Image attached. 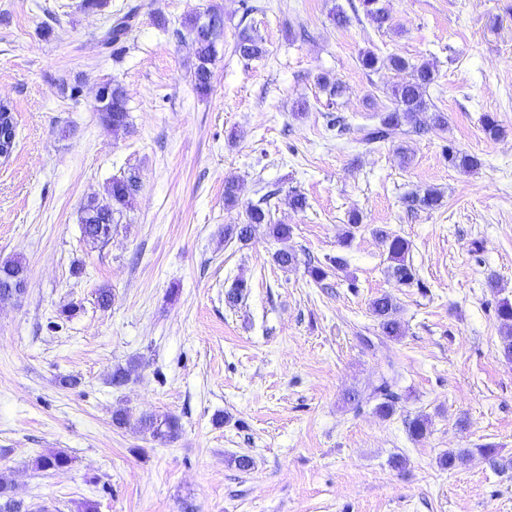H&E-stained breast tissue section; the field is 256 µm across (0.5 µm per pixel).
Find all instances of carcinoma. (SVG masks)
Returning a JSON list of instances; mask_svg holds the SVG:
<instances>
[{
	"label": "carcinoma",
	"mask_w": 512,
	"mask_h": 512,
	"mask_svg": "<svg viewBox=\"0 0 512 512\" xmlns=\"http://www.w3.org/2000/svg\"><path fill=\"white\" fill-rule=\"evenodd\" d=\"M364 12L378 25L387 21L384 8L378 6L379 0H361ZM137 14V7L131 6L123 13L110 21L109 26L100 36V44L106 50L117 53L123 49L127 35L133 27ZM213 25L206 26L201 23V16L188 15L184 26L196 46V62L193 70V82L196 91L206 95L211 90V71L208 64L215 57L219 43L224 35V15L212 9L207 13ZM236 52L246 59H256L264 55L263 41L248 29H243L235 46ZM386 63L398 72L409 74L408 80L396 86L392 90L395 99V107L380 115L378 123L362 128L360 142L365 146H371L405 133L403 126L408 125L413 131L419 132L428 128L443 130L448 124V119L442 112L427 116L428 104L425 99L426 89L434 82L435 69L433 64L422 62L412 64L398 55L386 57ZM99 119L107 128H120L127 124L128 108L127 98L121 85L112 84L107 102L97 106ZM448 163L456 168L466 171H474L481 166V161L474 155H469L448 148ZM140 189L138 176L130 174L112 180L108 189V197L102 200L89 199L82 208L81 234L83 240L93 246L104 245L111 238L112 224L115 215L123 213L129 208L136 192ZM440 194L435 190H428L422 196H410L407 198L409 210L417 208L434 209L440 206ZM271 206L268 196L264 195L257 202L251 203L245 210V222L242 224H227L224 227V237L237 238L239 241H249L256 229L266 226L269 236L282 239L288 236L289 228L286 224H274L270 217ZM375 234L381 238L388 250V258L391 264L388 266L390 275L402 285H411L415 282V270L407 260L409 253L408 242L400 236L391 235L383 229L375 230ZM344 260L340 257L328 258V265L321 263L308 264L307 272L316 283L324 281L328 276L327 267L341 268ZM22 271L24 265L21 259L15 258L0 266V301H5L15 294L17 289L13 285L23 281ZM372 314L377 318L381 334L398 339L403 335L401 322L396 318V306L392 299L386 295L374 299L371 303ZM497 316L504 328L501 353L504 358L512 360V302L507 300L499 302ZM397 379L384 378L377 387L365 394L353 391L347 395V401L353 408L359 409L363 405L376 402L375 411L379 416L388 418L394 414L398 395L395 392ZM140 428L149 433L153 438L171 442L176 439L181 430L179 419L172 414H146L139 420ZM408 434L414 439H422L428 431V418L418 415L407 422ZM472 450L459 448L450 450L440 458V464L446 468H454L464 462ZM70 458L61 453L54 452L48 456H41L35 460L38 468H54L63 470L69 466ZM0 512H27L23 502L12 495V485L4 477H0Z\"/></svg>",
	"instance_id": "cac0c4a2"
}]
</instances>
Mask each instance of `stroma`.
<instances>
[{
	"mask_svg": "<svg viewBox=\"0 0 512 512\" xmlns=\"http://www.w3.org/2000/svg\"><path fill=\"white\" fill-rule=\"evenodd\" d=\"M125 2L0 0V103L17 122L0 159V264L22 258L26 276L21 296L0 301V475L15 499L30 512H76L85 500L98 512H512V361L495 313L512 300V0H379L381 25L350 0H135L112 57L99 37ZM211 9L224 14V43L203 97L181 27ZM246 26L263 57L236 53ZM367 50L432 63L426 100L447 129L362 146L361 128L391 109L405 78L365 69ZM105 79L126 91V127L99 120ZM487 113L498 138L482 127ZM449 146L481 167L450 166ZM131 172L141 182L131 209L105 246L88 245L82 205ZM428 189L441 205L409 211L407 196ZM270 190L288 238L225 241V225ZM294 192L306 210L291 209ZM377 227L408 241L417 284L389 275ZM280 250L297 264L278 266ZM334 256L345 267L315 283L308 261ZM384 294L404 328L397 340L371 312ZM70 303L78 314L60 318ZM391 363L395 413L352 409L346 394L377 386ZM119 367L132 374L116 387ZM120 409L132 418L122 428ZM154 413L179 418L175 441L139 430ZM419 414L429 430L416 441L407 422ZM455 448L474 454L440 466ZM58 450L67 469L35 467ZM238 455L253 467L238 470Z\"/></svg>",
	"mask_w": 512,
	"mask_h": 512,
	"instance_id": "stroma-1",
	"label": "stroma"
}]
</instances>
